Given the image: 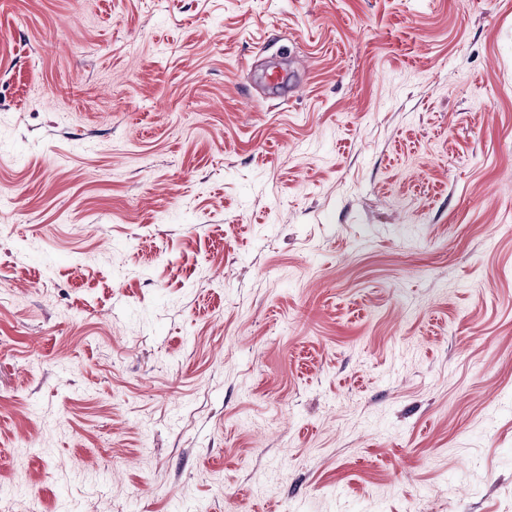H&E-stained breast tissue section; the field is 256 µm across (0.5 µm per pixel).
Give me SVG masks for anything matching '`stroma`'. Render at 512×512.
Wrapping results in <instances>:
<instances>
[{
  "instance_id": "stroma-1",
  "label": "stroma",
  "mask_w": 512,
  "mask_h": 512,
  "mask_svg": "<svg viewBox=\"0 0 512 512\" xmlns=\"http://www.w3.org/2000/svg\"><path fill=\"white\" fill-rule=\"evenodd\" d=\"M17 484L512 512V0H0Z\"/></svg>"
}]
</instances>
